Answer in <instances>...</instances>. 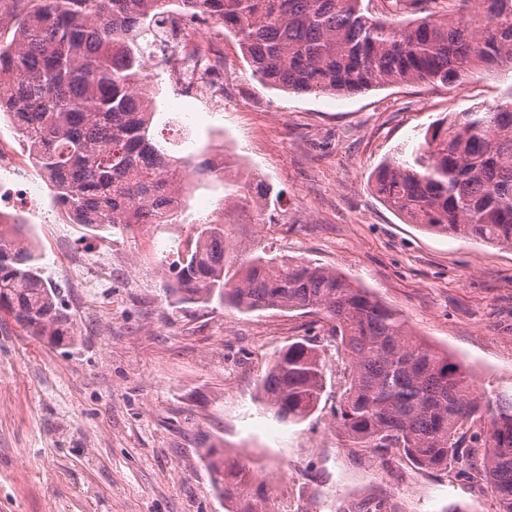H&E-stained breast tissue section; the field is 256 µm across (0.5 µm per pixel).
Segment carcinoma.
Here are the masks:
<instances>
[{
  "label": "carcinoma",
  "instance_id": "1",
  "mask_svg": "<svg viewBox=\"0 0 512 512\" xmlns=\"http://www.w3.org/2000/svg\"><path fill=\"white\" fill-rule=\"evenodd\" d=\"M0 0V112L28 142L59 205L79 223L136 237L174 224L184 207L176 160L150 133L143 93L158 35L174 15L204 16L238 39L253 76L285 91L354 95L387 83L449 85L512 63V0ZM176 4L173 11L170 6ZM414 17H406L407 13ZM192 59L179 76L206 78ZM200 176L224 182L244 207L264 185L227 180L202 159ZM374 190L409 224L512 250V91L494 105L453 113L410 158L378 169ZM26 225L0 224V311L30 335L80 340L57 289L43 278ZM176 304L213 299L239 312L322 315L344 362L333 419L354 448H396L432 469L487 481L497 512H512V389L477 395L468 368L415 334L400 313L334 269L249 255L225 224L193 226L169 264ZM326 356L316 340L283 348L258 386L282 422L318 407ZM487 429L470 432L475 419ZM212 487L235 512H271L257 471L208 448Z\"/></svg>",
  "mask_w": 512,
  "mask_h": 512
}]
</instances>
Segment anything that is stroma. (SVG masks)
I'll return each instance as SVG.
<instances>
[{"mask_svg": "<svg viewBox=\"0 0 512 512\" xmlns=\"http://www.w3.org/2000/svg\"><path fill=\"white\" fill-rule=\"evenodd\" d=\"M209 31L215 88L185 96L176 64L152 66V132L186 128L177 156L232 154L270 191L259 207L228 208L222 183L195 180L178 223L106 242L80 224L29 225L81 339L56 346L0 312V512H225L202 461L208 448L266 474L275 512H495L485 481L347 446L333 420L343 388L334 347L306 421L279 422L258 400L274 353L323 336L320 316L182 310L163 286L191 225L229 224L243 249L368 288L470 367L477 392L512 383V251L405 223L373 189L378 166L435 121L503 99L512 64L459 85L299 94L262 84L237 39ZM102 251L111 266L101 287H74L66 256Z\"/></svg>", "mask_w": 512, "mask_h": 512, "instance_id": "obj_1", "label": "stroma"}]
</instances>
